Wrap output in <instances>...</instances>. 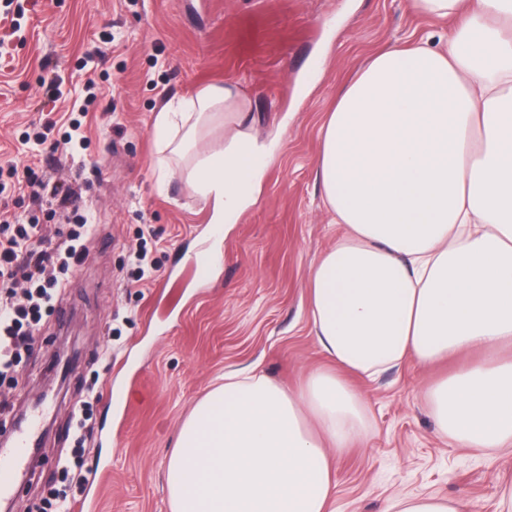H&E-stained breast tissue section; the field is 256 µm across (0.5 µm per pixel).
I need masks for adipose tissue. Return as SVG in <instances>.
Segmentation results:
<instances>
[{
	"label": "adipose tissue",
	"instance_id": "adipose-tissue-1",
	"mask_svg": "<svg viewBox=\"0 0 512 512\" xmlns=\"http://www.w3.org/2000/svg\"><path fill=\"white\" fill-rule=\"evenodd\" d=\"M423 17L454 19L440 47L395 44L341 89L320 128L317 174L345 227L310 267L315 339L332 368L298 390L263 374L229 373L185 420L166 461L170 512H332L331 453L367 433L349 376L408 361L484 359L425 389L437 433L454 447H512V0H410ZM250 102L210 82L169 101L154 130L160 152L194 150L189 189L233 223L250 201L262 156L243 132ZM225 122L223 148L197 151Z\"/></svg>",
	"mask_w": 512,
	"mask_h": 512
}]
</instances>
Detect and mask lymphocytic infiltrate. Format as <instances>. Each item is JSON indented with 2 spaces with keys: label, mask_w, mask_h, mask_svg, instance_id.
<instances>
[{
  "label": "lymphocytic infiltrate",
  "mask_w": 512,
  "mask_h": 512,
  "mask_svg": "<svg viewBox=\"0 0 512 512\" xmlns=\"http://www.w3.org/2000/svg\"><path fill=\"white\" fill-rule=\"evenodd\" d=\"M91 232V224L80 222L64 247L46 250L26 225L0 216V378L13 373L23 352L32 349L42 315L57 299V271L79 263ZM22 282L27 288L20 295L16 287Z\"/></svg>",
  "instance_id": "1"
}]
</instances>
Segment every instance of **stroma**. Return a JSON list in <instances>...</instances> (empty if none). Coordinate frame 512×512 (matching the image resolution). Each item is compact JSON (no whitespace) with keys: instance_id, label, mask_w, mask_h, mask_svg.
I'll return each mask as SVG.
<instances>
[{"instance_id":"obj_1","label":"stroma","mask_w":512,"mask_h":512,"mask_svg":"<svg viewBox=\"0 0 512 512\" xmlns=\"http://www.w3.org/2000/svg\"><path fill=\"white\" fill-rule=\"evenodd\" d=\"M449 21L420 17L408 0H0V167H32L39 197L6 188L0 209L57 247L78 214L94 226L56 315L44 316L16 381L0 380V442L45 387L57 406L16 481L13 512H39L58 487L67 427L91 391L94 434L73 481L90 512H169L165 466L195 405L225 372L258 368L295 390L327 360L316 344L308 272L343 234L316 178L319 128L336 95L372 55L404 41L445 43ZM60 76L57 100L42 84ZM212 80L251 102L254 136L276 157L256 200L234 224L210 222L212 203L161 177L154 121L170 99ZM83 113L71 133L70 113ZM44 141L26 134L44 131ZM72 187L76 208L54 189ZM151 232L142 241V232ZM146 248L150 279L134 282ZM209 258L205 280L193 257ZM436 370L403 364L356 380L370 432L335 460L334 512H386L416 494L463 498L497 512L512 481V447L494 454L441 439L423 392Z\"/></svg>"}]
</instances>
